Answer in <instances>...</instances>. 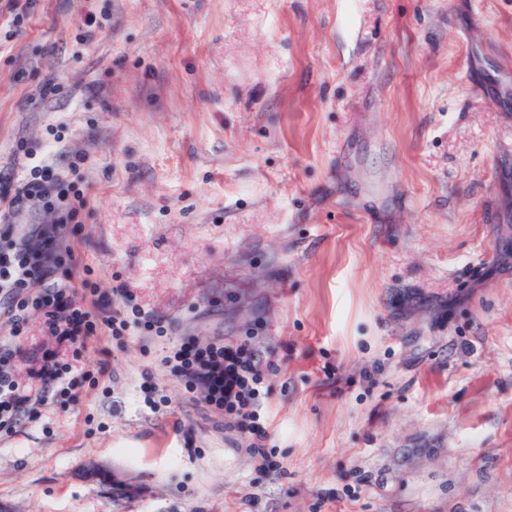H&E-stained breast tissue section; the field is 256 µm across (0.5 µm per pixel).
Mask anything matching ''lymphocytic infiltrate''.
<instances>
[{
	"label": "lymphocytic infiltrate",
	"instance_id": "1",
	"mask_svg": "<svg viewBox=\"0 0 512 512\" xmlns=\"http://www.w3.org/2000/svg\"><path fill=\"white\" fill-rule=\"evenodd\" d=\"M61 182L62 175L53 164L25 162L22 176L0 175V203L12 209L30 200L49 198ZM72 257V252L51 235L35 238L21 249L0 247V294L9 299L0 312L6 315L12 334L22 333L35 314L44 317L58 347L91 339L105 325L116 330L124 327L123 319L109 314L110 302L99 297L97 289H87L78 296L55 281L56 267ZM40 359L37 383L32 386L14 379L7 370L8 355L0 354L1 429L11 427L21 410L38 399L39 389L55 387L67 374V365L58 360L55 351H42ZM165 364L172 376L188 387L201 389L208 408L229 421L245 424L250 451L260 457L262 469L278 470V463L264 448L268 434L258 412L263 375L246 346L187 340L170 351Z\"/></svg>",
	"mask_w": 512,
	"mask_h": 512
}]
</instances>
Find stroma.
<instances>
[{
    "instance_id": "stroma-1",
    "label": "stroma",
    "mask_w": 512,
    "mask_h": 512,
    "mask_svg": "<svg viewBox=\"0 0 512 512\" xmlns=\"http://www.w3.org/2000/svg\"><path fill=\"white\" fill-rule=\"evenodd\" d=\"M57 134L76 263L132 300L0 432V512H512V0H34L0 168ZM186 339L248 343L278 471ZM53 344L0 317L20 382Z\"/></svg>"
}]
</instances>
